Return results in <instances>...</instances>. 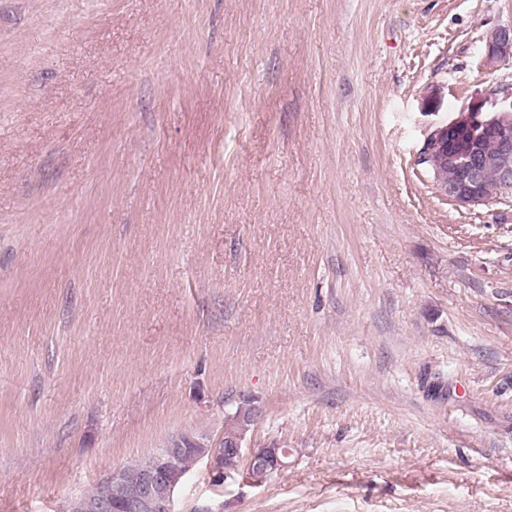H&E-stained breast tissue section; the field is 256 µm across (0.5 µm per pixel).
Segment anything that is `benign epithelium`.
<instances>
[{
  "label": "benign epithelium",
  "mask_w": 512,
  "mask_h": 512,
  "mask_svg": "<svg viewBox=\"0 0 512 512\" xmlns=\"http://www.w3.org/2000/svg\"><path fill=\"white\" fill-rule=\"evenodd\" d=\"M512 59V25L493 29L482 46L484 65L493 69ZM512 110V87L502 86L492 90L481 101L463 104L448 122L432 130L421 148L420 159L430 166L448 165L458 171L454 183L439 190L448 198L465 206H484L505 201L512 195V131L503 120L504 113ZM495 138L498 153L488 156L481 153L480 143ZM489 169L497 172V192L487 190L484 175ZM180 442L168 443L155 456L145 470L139 494L127 502L124 512H173L176 488L183 476L172 472L165 462L167 456L178 451ZM287 453L278 448H246L242 442L226 445L223 452L209 456L211 473L233 478L240 473L243 461L272 472L286 467ZM111 503L106 495L93 501H82L69 507V512H109Z\"/></svg>",
  "instance_id": "obj_1"
}]
</instances>
